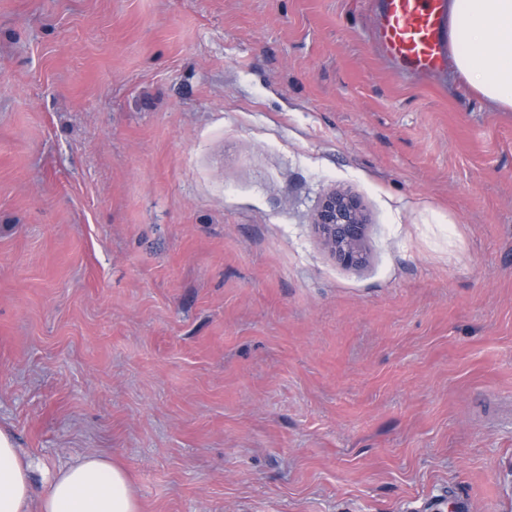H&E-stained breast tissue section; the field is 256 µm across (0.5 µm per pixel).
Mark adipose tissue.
Returning a JSON list of instances; mask_svg holds the SVG:
<instances>
[{
	"mask_svg": "<svg viewBox=\"0 0 512 512\" xmlns=\"http://www.w3.org/2000/svg\"><path fill=\"white\" fill-rule=\"evenodd\" d=\"M449 77L460 76L497 110L512 112V0H448ZM32 461L0 429V512H141L127 471L83 456L33 492Z\"/></svg>",
	"mask_w": 512,
	"mask_h": 512,
	"instance_id": "1",
	"label": "adipose tissue"
}]
</instances>
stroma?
I'll list each match as a JSON object with an SVG mask.
<instances>
[{
  "label": "stroma",
  "mask_w": 512,
  "mask_h": 512,
  "mask_svg": "<svg viewBox=\"0 0 512 512\" xmlns=\"http://www.w3.org/2000/svg\"><path fill=\"white\" fill-rule=\"evenodd\" d=\"M369 0H0V428L142 512H512V112ZM347 189L368 263L312 227Z\"/></svg>",
  "instance_id": "obj_1"
}]
</instances>
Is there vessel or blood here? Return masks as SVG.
Wrapping results in <instances>:
<instances>
[{
  "mask_svg": "<svg viewBox=\"0 0 512 512\" xmlns=\"http://www.w3.org/2000/svg\"><path fill=\"white\" fill-rule=\"evenodd\" d=\"M374 39L401 71L423 75L447 69L446 0H380Z\"/></svg>",
  "mask_w": 512,
  "mask_h": 512,
  "instance_id": "1",
  "label": "vessel or blood"
}]
</instances>
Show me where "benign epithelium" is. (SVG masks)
I'll return each mask as SVG.
<instances>
[{"mask_svg": "<svg viewBox=\"0 0 512 512\" xmlns=\"http://www.w3.org/2000/svg\"><path fill=\"white\" fill-rule=\"evenodd\" d=\"M314 227L334 257L347 267L366 263L368 217L359 200L348 192L324 196L313 218Z\"/></svg>", "mask_w": 512, "mask_h": 512, "instance_id": "benign-epithelium-1", "label": "benign epithelium"}]
</instances>
